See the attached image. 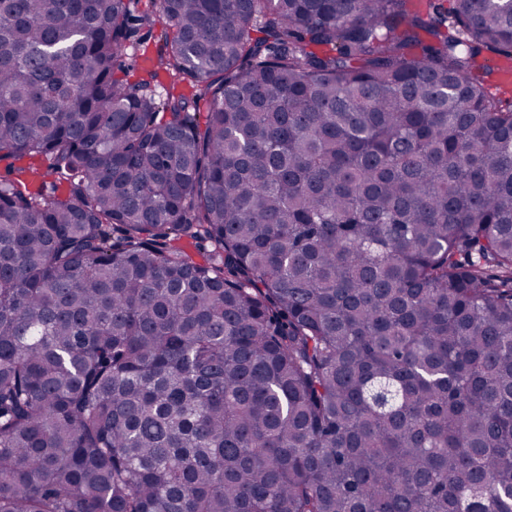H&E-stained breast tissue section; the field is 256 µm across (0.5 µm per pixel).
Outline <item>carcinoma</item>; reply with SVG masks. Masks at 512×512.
Returning a JSON list of instances; mask_svg holds the SVG:
<instances>
[{
	"mask_svg": "<svg viewBox=\"0 0 512 512\" xmlns=\"http://www.w3.org/2000/svg\"><path fill=\"white\" fill-rule=\"evenodd\" d=\"M408 2L0 0V512H512V0ZM143 40L140 45L128 48L125 51V65L129 66V76L131 81L140 78H148L149 73L156 68L160 52L163 49L165 36H171L169 29L160 19L149 28L143 31ZM144 58H148L150 62L146 64Z\"/></svg>",
	"mask_w": 512,
	"mask_h": 512,
	"instance_id": "obj_1",
	"label": "carcinoma"
}]
</instances>
